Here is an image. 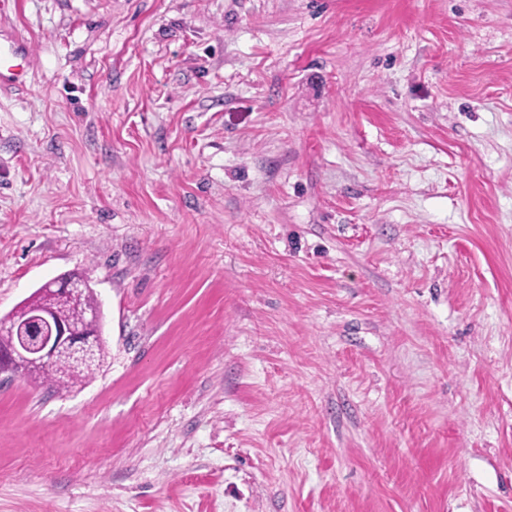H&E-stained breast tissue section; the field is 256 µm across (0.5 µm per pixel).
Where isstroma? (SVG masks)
<instances>
[{
  "label": "stroma",
  "instance_id": "1",
  "mask_svg": "<svg viewBox=\"0 0 512 512\" xmlns=\"http://www.w3.org/2000/svg\"><path fill=\"white\" fill-rule=\"evenodd\" d=\"M0 512H512V0H0ZM40 289L41 295L55 299L60 305L78 306L81 303L83 287L73 283L67 275L45 283ZM102 320L101 303L84 312L82 322L71 323L59 318L55 310L21 305L5 316H0V344L11 346L0 350V376L29 379L35 370L67 358L74 365L91 363L97 353L98 337L87 334L85 324L92 321L99 325ZM106 357L104 344L98 359L85 366L73 367L67 361H59L49 372L55 384L69 388L91 377L102 366Z\"/></svg>",
  "mask_w": 512,
  "mask_h": 512
}]
</instances>
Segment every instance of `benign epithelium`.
<instances>
[{"mask_svg": "<svg viewBox=\"0 0 512 512\" xmlns=\"http://www.w3.org/2000/svg\"><path fill=\"white\" fill-rule=\"evenodd\" d=\"M40 294L53 298L63 306L81 303L83 287L65 275L44 284ZM102 320L101 305L84 312L83 321L66 322L55 310L28 306L13 309L0 316V335L12 338L11 346L0 350V375L29 379L35 370L67 358L74 365L92 362L97 353L98 337L87 334L85 323Z\"/></svg>", "mask_w": 512, "mask_h": 512, "instance_id": "obj_1", "label": "benign epithelium"}]
</instances>
